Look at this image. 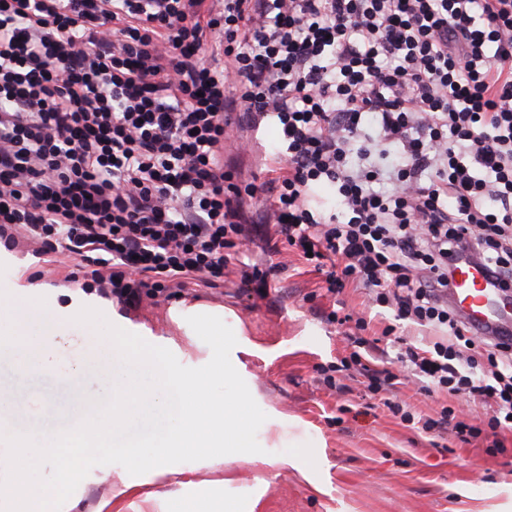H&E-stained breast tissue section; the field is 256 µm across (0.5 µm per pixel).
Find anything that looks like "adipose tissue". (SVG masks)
Returning a JSON list of instances; mask_svg holds the SVG:
<instances>
[{
    "label": "adipose tissue",
    "instance_id": "1",
    "mask_svg": "<svg viewBox=\"0 0 512 512\" xmlns=\"http://www.w3.org/2000/svg\"><path fill=\"white\" fill-rule=\"evenodd\" d=\"M11 317L12 328L0 332V347L22 348L27 371L36 372L53 367L57 339L64 333L60 315L21 302L12 308Z\"/></svg>",
    "mask_w": 512,
    "mask_h": 512
}]
</instances>
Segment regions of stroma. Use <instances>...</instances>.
<instances>
[{
  "label": "stroma",
  "instance_id": "stroma-1",
  "mask_svg": "<svg viewBox=\"0 0 512 512\" xmlns=\"http://www.w3.org/2000/svg\"><path fill=\"white\" fill-rule=\"evenodd\" d=\"M259 271L279 265L266 298L244 291L239 277L220 288L187 283L176 297L158 302L121 301L65 282L66 268L45 273L42 258L15 250L0 254V302L23 296L73 319L82 307L102 311L115 325L168 348L187 367L210 360V347L186 335L172 310L199 305L235 314L242 335L239 373L267 419L257 432L262 460L243 456L203 467L183 462L175 475L152 482L121 465L94 467L61 512H168L175 498L233 501L239 512H512V434L507 454H489L484 441L417 435L399 424L380 399H365L362 386L327 387L321 366L349 354L336 325L325 319L331 302L320 275L294 249L269 255L251 244ZM347 310L365 317L367 339H379L387 357L398 346L385 339L392 311L371 306L366 290L347 286ZM107 341L72 333L58 339L55 369L21 372L20 356L0 351V393L12 401L11 430H55L77 424L87 410L84 393L110 378Z\"/></svg>",
  "mask_w": 512,
  "mask_h": 512
}]
</instances>
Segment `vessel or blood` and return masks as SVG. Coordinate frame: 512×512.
<instances>
[{"mask_svg": "<svg viewBox=\"0 0 512 512\" xmlns=\"http://www.w3.org/2000/svg\"><path fill=\"white\" fill-rule=\"evenodd\" d=\"M448 301L482 336L496 338L512 333V305L507 304L504 289L489 281L474 261L464 259L455 266Z\"/></svg>", "mask_w": 512, "mask_h": 512, "instance_id": "1", "label": "vessel or blood"}]
</instances>
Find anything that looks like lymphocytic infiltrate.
Segmentation results:
<instances>
[{"mask_svg":"<svg viewBox=\"0 0 512 512\" xmlns=\"http://www.w3.org/2000/svg\"><path fill=\"white\" fill-rule=\"evenodd\" d=\"M272 122L262 182L224 167L229 112ZM334 187L332 213L309 205ZM266 238L429 330L395 362L348 356L370 397L412 382L449 400L395 418L461 442L512 431V344L448 305L462 254L512 285V0H0V242L76 263L121 300L214 288ZM482 347L488 367L475 371ZM484 404L487 421L456 399Z\"/></svg>","mask_w":512,"mask_h":512,"instance_id":"obj_1","label":"lymphocytic infiltrate"}]
</instances>
